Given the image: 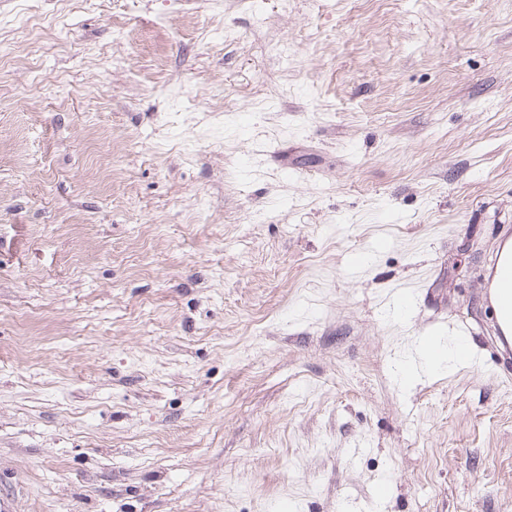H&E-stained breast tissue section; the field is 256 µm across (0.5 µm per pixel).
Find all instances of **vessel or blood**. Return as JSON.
Masks as SVG:
<instances>
[{
    "label": "vessel or blood",
    "instance_id": "vessel-or-blood-1",
    "mask_svg": "<svg viewBox=\"0 0 512 512\" xmlns=\"http://www.w3.org/2000/svg\"><path fill=\"white\" fill-rule=\"evenodd\" d=\"M482 301L490 313L487 334L499 361L512 360V225L499 227L498 246L484 270Z\"/></svg>",
    "mask_w": 512,
    "mask_h": 512
}]
</instances>
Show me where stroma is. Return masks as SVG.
I'll list each match as a JSON object with an SVG mask.
<instances>
[{"mask_svg":"<svg viewBox=\"0 0 512 512\" xmlns=\"http://www.w3.org/2000/svg\"><path fill=\"white\" fill-rule=\"evenodd\" d=\"M0 45V512H512V369L421 357L512 224V0H0Z\"/></svg>","mask_w":512,"mask_h":512,"instance_id":"stroma-1","label":"stroma"}]
</instances>
